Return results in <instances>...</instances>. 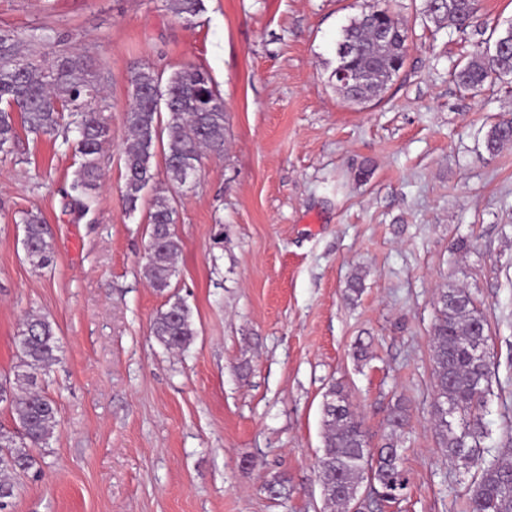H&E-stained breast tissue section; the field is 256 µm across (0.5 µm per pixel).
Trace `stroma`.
<instances>
[{"instance_id":"1","label":"stroma","mask_w":512,"mask_h":512,"mask_svg":"<svg viewBox=\"0 0 512 512\" xmlns=\"http://www.w3.org/2000/svg\"><path fill=\"white\" fill-rule=\"evenodd\" d=\"M374 2L203 0L187 24L165 0H0L24 55L85 56L111 129L77 223L63 212L71 150L23 132L0 157V376L28 314L59 341L43 381L58 426L12 512H331L317 458L334 383L373 448L407 406L409 486L376 512H461L473 473L433 421L432 328L450 285L489 322L482 445L512 442V143L484 145L512 120V80L475 96L450 76L512 20V0H482L463 32L426 18L424 0H389L411 48L380 98L353 105L330 81L336 40ZM190 64L210 72L226 120L222 156L190 186L171 187L154 158L183 243L172 292L197 328L178 351L151 333L169 294L142 274L151 202L123 212L122 147L134 74ZM30 210L54 236L45 269L22 250Z\"/></svg>"}]
</instances>
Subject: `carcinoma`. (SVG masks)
<instances>
[{
    "mask_svg": "<svg viewBox=\"0 0 512 512\" xmlns=\"http://www.w3.org/2000/svg\"><path fill=\"white\" fill-rule=\"evenodd\" d=\"M168 10L191 23L202 11V0H167ZM480 10V0H425V13L439 25L459 30L469 27ZM409 50V32L388 9H373L350 19L336 42L334 72L350 68L368 75L360 87L336 82V91L352 104L379 97L402 69ZM465 90L478 94L492 80L512 79V21L493 43L476 46L453 72ZM97 94L87 62L61 53L48 66L30 61L18 49L14 32L0 27V154L12 153L18 127L37 137L62 139L78 157V168L64 194V212L78 222L86 217L100 187V158L111 139L110 127L90 104ZM126 112L130 136L123 145L124 212L134 214L145 189L154 181L153 158L161 134L166 173L185 186L201 167L205 151L224 150V98L210 75L188 65L163 77L143 68ZM167 114V120L161 114ZM512 142V121L495 125L486 149L496 153ZM173 199L157 195L147 215V240L154 258L143 266L144 277L156 290L171 287L175 258L182 250L176 232ZM23 248L29 263L43 269L54 262V239L40 214L22 218ZM151 330L170 349H185L196 329L189 307L180 299L157 311ZM434 421L448 457L475 468L473 489L464 512H512V448L497 453L481 447L486 430L482 412L490 394L491 353L489 326L473 296L462 288L442 291L433 327ZM56 326L46 316H29L18 334V369L14 378H0V389L10 395L8 406L17 430L0 428V512L13 505L18 478L39 466L33 449L46 446L58 424V408L40 387L39 375L57 361ZM324 427L319 465L324 501L340 512H363L378 502L397 499L407 489L394 441L368 448L366 432L348 393L335 385L322 403ZM368 494L358 497L361 486Z\"/></svg>",
    "mask_w": 512,
    "mask_h": 512,
    "instance_id": "1",
    "label": "carcinoma"
}]
</instances>
